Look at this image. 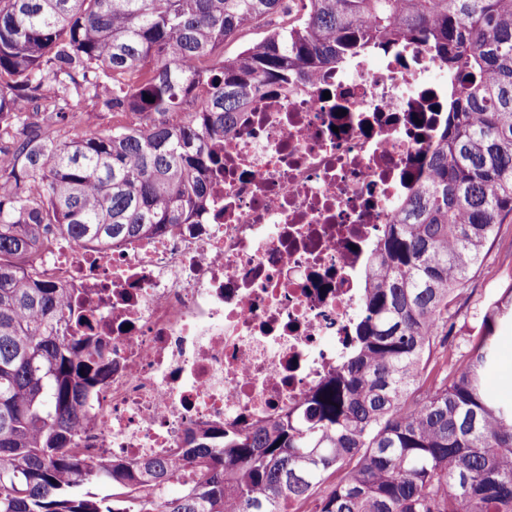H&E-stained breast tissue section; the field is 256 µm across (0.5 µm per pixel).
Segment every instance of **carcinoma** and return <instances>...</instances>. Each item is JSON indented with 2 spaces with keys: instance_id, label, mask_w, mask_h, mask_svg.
<instances>
[{
  "instance_id": "carcinoma-1",
  "label": "carcinoma",
  "mask_w": 512,
  "mask_h": 512,
  "mask_svg": "<svg viewBox=\"0 0 512 512\" xmlns=\"http://www.w3.org/2000/svg\"><path fill=\"white\" fill-rule=\"evenodd\" d=\"M410 40L446 66L447 119L375 245L336 370L295 409L189 433L187 475L160 457L88 461L73 440L112 360L69 289L38 275L45 244L197 223L255 93ZM80 84L112 129L73 110ZM31 112L69 137L0 146V512H512V404L486 385L512 287L477 341L436 352L512 220V0H0V131ZM100 480L110 495L81 491Z\"/></svg>"
}]
</instances>
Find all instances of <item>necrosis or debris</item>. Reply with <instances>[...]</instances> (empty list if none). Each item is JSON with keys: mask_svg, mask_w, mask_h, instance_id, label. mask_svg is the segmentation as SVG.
<instances>
[{"mask_svg": "<svg viewBox=\"0 0 512 512\" xmlns=\"http://www.w3.org/2000/svg\"><path fill=\"white\" fill-rule=\"evenodd\" d=\"M427 48L259 92L224 136L199 224L107 251L54 238L41 272L112 339L78 438L93 458H177L186 432L303 402L347 347L364 272L446 119Z\"/></svg>", "mask_w": 512, "mask_h": 512, "instance_id": "obj_1", "label": "necrosis or debris"}]
</instances>
